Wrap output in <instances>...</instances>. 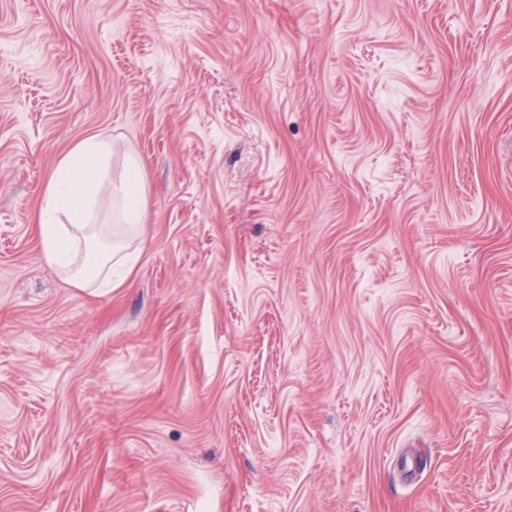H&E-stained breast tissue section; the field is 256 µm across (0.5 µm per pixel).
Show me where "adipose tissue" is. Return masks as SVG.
<instances>
[{
    "label": "adipose tissue",
    "instance_id": "obj_1",
    "mask_svg": "<svg viewBox=\"0 0 512 512\" xmlns=\"http://www.w3.org/2000/svg\"><path fill=\"white\" fill-rule=\"evenodd\" d=\"M143 160L117 140L92 135L59 162L40 210L42 255L79 288L112 285L130 271L128 242L143 221Z\"/></svg>",
    "mask_w": 512,
    "mask_h": 512
}]
</instances>
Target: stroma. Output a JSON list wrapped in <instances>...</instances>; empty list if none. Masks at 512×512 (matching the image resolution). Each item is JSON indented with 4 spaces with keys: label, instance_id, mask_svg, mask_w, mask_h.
Segmentation results:
<instances>
[{
    "label": "stroma",
    "instance_id": "1",
    "mask_svg": "<svg viewBox=\"0 0 512 512\" xmlns=\"http://www.w3.org/2000/svg\"><path fill=\"white\" fill-rule=\"evenodd\" d=\"M0 512H512V0H0ZM143 169L140 157L100 135L83 139L59 162L43 197L38 228L43 258L74 286L109 288L112 271L131 270L128 241L143 221ZM94 243L100 248L90 261L82 248Z\"/></svg>",
    "mask_w": 512,
    "mask_h": 512
}]
</instances>
